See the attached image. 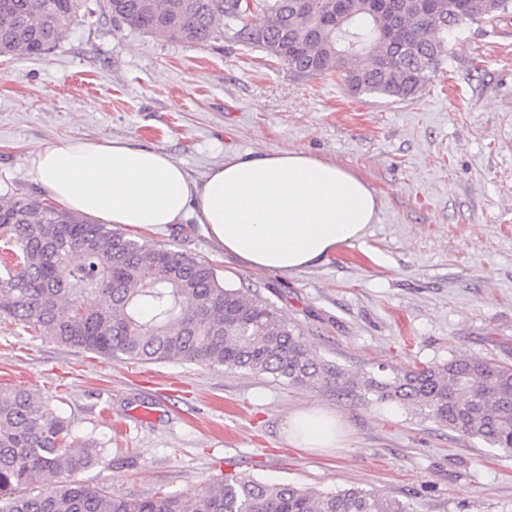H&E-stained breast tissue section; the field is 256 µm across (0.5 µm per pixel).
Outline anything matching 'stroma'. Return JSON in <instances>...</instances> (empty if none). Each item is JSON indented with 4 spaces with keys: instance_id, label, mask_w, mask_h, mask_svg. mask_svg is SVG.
I'll return each instance as SVG.
<instances>
[{
    "instance_id": "obj_1",
    "label": "stroma",
    "mask_w": 512,
    "mask_h": 512,
    "mask_svg": "<svg viewBox=\"0 0 512 512\" xmlns=\"http://www.w3.org/2000/svg\"><path fill=\"white\" fill-rule=\"evenodd\" d=\"M422 94L353 96L224 38L186 44L78 17L38 59L0 57V196L38 201L30 159L65 139L129 140L190 180L242 154L303 151L349 170L379 206L362 246L294 274L224 253L195 211L149 240L273 301L324 360L402 370L459 355L512 365V16L464 23ZM104 443L82 483L112 496L199 497L224 475L374 489L411 512H512V457L400 406L269 375L170 360L107 362L0 320V385ZM334 411L343 447L289 445V414Z\"/></svg>"
}]
</instances>
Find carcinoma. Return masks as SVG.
<instances>
[{
    "instance_id": "obj_1",
    "label": "carcinoma",
    "mask_w": 512,
    "mask_h": 512,
    "mask_svg": "<svg viewBox=\"0 0 512 512\" xmlns=\"http://www.w3.org/2000/svg\"><path fill=\"white\" fill-rule=\"evenodd\" d=\"M512 0H103L113 21L188 44L227 36L300 77L331 71L355 95L406 100L448 60V33L493 20ZM89 0H0V57L47 54ZM355 58L358 63L347 66ZM0 317L106 360L164 362L269 374L295 385L359 388L512 457V367L472 356L412 370L352 373L321 360L274 302L248 297L204 260L135 240L87 217L0 196ZM96 296L99 305L85 299ZM103 461L48 402L0 386V512H409L351 485L316 491L227 474L201 498L118 499L72 476Z\"/></svg>"
}]
</instances>
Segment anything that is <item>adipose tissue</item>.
Wrapping results in <instances>:
<instances>
[{"label":"adipose tissue","mask_w":512,"mask_h":512,"mask_svg":"<svg viewBox=\"0 0 512 512\" xmlns=\"http://www.w3.org/2000/svg\"><path fill=\"white\" fill-rule=\"evenodd\" d=\"M42 191L65 208L113 226L151 229L194 208L207 235L253 270L295 273L362 244L378 209L356 175L301 151L236 156L199 182L164 152L120 140H69L31 159ZM288 441L334 448L335 415L315 406L288 418Z\"/></svg>","instance_id":"ef3b65f1"}]
</instances>
